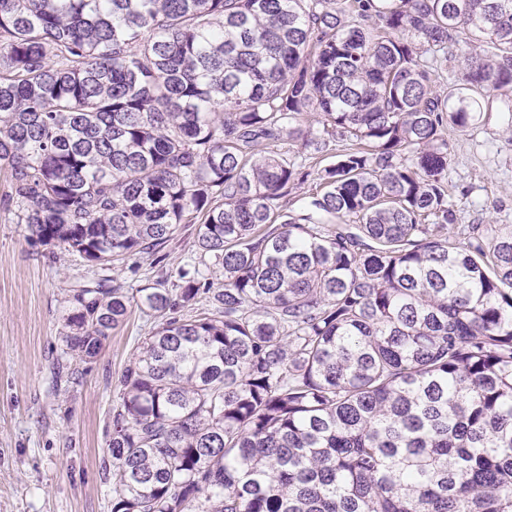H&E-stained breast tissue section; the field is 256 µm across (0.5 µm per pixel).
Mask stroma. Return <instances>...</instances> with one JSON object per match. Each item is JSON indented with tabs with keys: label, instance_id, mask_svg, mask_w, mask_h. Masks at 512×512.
Here are the masks:
<instances>
[{
	"label": "stroma",
	"instance_id": "obj_1",
	"mask_svg": "<svg viewBox=\"0 0 512 512\" xmlns=\"http://www.w3.org/2000/svg\"><path fill=\"white\" fill-rule=\"evenodd\" d=\"M447 141L458 240L512 225V94L491 97L467 127L449 126ZM195 240V225H180L161 254H137L112 276L125 288L176 280L202 260ZM101 274L0 219V512H112L103 460L115 381L159 319L131 309L96 359L64 355L69 291Z\"/></svg>",
	"mask_w": 512,
	"mask_h": 512
}]
</instances>
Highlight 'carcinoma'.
Listing matches in <instances>:
<instances>
[{"mask_svg":"<svg viewBox=\"0 0 512 512\" xmlns=\"http://www.w3.org/2000/svg\"><path fill=\"white\" fill-rule=\"evenodd\" d=\"M505 89L512 0H0L4 220L91 267L196 224L223 276L71 289L80 361L162 317L112 512H512V225L453 238L443 137Z\"/></svg>","mask_w":512,"mask_h":512,"instance_id":"1","label":"carcinoma"}]
</instances>
